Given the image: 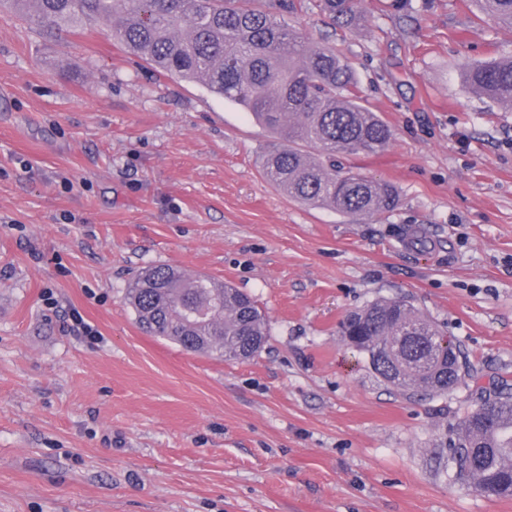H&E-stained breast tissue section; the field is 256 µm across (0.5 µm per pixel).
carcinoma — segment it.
I'll list each match as a JSON object with an SVG mask.
<instances>
[{
    "label": "carcinoma",
    "mask_w": 512,
    "mask_h": 512,
    "mask_svg": "<svg viewBox=\"0 0 512 512\" xmlns=\"http://www.w3.org/2000/svg\"><path fill=\"white\" fill-rule=\"evenodd\" d=\"M478 13L512 26V0H473ZM34 17L52 36L104 24L150 65L242 107L280 142L261 161L289 198L369 220L393 209L397 188L353 172L341 157L383 150L392 130L360 102L351 69L335 49L309 41L277 18L295 0H0ZM340 27L363 15L361 0H319ZM473 92L512 107V56L468 64ZM126 298L138 327L184 350L249 359L267 342L253 299L170 265L142 269ZM340 335L386 383L409 397L454 389L470 375L460 343L406 299H382L351 314ZM443 471L498 497H512V387L482 391L478 404L441 443Z\"/></svg>",
    "instance_id": "obj_1"
}]
</instances>
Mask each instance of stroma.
I'll list each match as a JSON object with an SVG mask.
<instances>
[{
	"instance_id": "35a3bbf8",
	"label": "stroma",
	"mask_w": 512,
	"mask_h": 512,
	"mask_svg": "<svg viewBox=\"0 0 512 512\" xmlns=\"http://www.w3.org/2000/svg\"><path fill=\"white\" fill-rule=\"evenodd\" d=\"M282 20L348 60L392 129L347 165L400 201L367 223L266 180L273 139L235 103L156 71L104 26L48 39L0 11V512H512L438 471L476 385L512 384V108L465 64L512 28L465 0H316ZM229 282L264 314L255 357L144 334L141 269ZM411 301L475 380L410 398L338 333ZM361 0H320L321 10L331 16L340 27L355 25L363 15Z\"/></svg>"
}]
</instances>
